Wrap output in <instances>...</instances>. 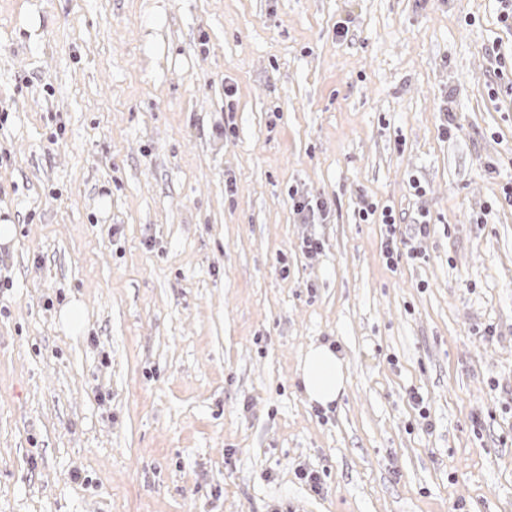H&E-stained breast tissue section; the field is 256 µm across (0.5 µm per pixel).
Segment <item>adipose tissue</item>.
I'll use <instances>...</instances> for the list:
<instances>
[{
    "label": "adipose tissue",
    "mask_w": 512,
    "mask_h": 512,
    "mask_svg": "<svg viewBox=\"0 0 512 512\" xmlns=\"http://www.w3.org/2000/svg\"><path fill=\"white\" fill-rule=\"evenodd\" d=\"M300 377L307 399L327 409L345 389L347 370L333 348L319 344L309 348L301 364Z\"/></svg>",
    "instance_id": "adipose-tissue-1"
}]
</instances>
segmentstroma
Instances as JSON below:
<instances>
[{
    "label": "stroma",
    "mask_w": 512,
    "mask_h": 512,
    "mask_svg": "<svg viewBox=\"0 0 512 512\" xmlns=\"http://www.w3.org/2000/svg\"><path fill=\"white\" fill-rule=\"evenodd\" d=\"M499 12L0 0V512H512ZM300 377L307 399L328 410L346 387L347 370L333 348L319 344L306 353Z\"/></svg>",
    "instance_id": "obj_1"
}]
</instances>
